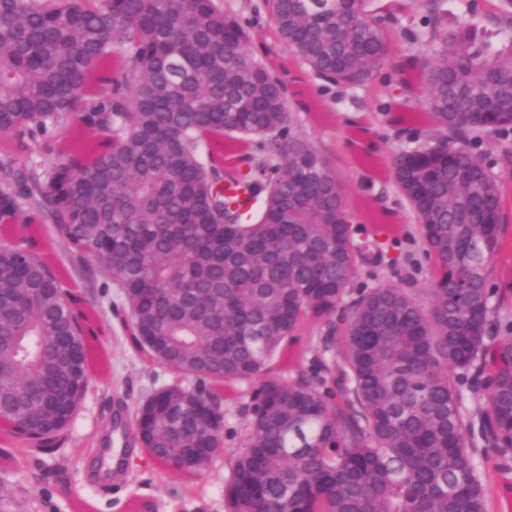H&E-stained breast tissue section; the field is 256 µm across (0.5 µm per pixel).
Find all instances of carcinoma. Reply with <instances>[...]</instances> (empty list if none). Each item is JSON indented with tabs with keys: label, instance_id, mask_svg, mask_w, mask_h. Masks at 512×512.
Segmentation results:
<instances>
[{
	"label": "carcinoma",
	"instance_id": "cac0c4a2",
	"mask_svg": "<svg viewBox=\"0 0 512 512\" xmlns=\"http://www.w3.org/2000/svg\"><path fill=\"white\" fill-rule=\"evenodd\" d=\"M369 2L272 0V21L317 78L361 87L389 48ZM444 5L408 0L426 11L424 47L394 74L426 111L387 112L428 126L393 161L435 260L425 309L391 283L343 305L368 258L336 171L294 131L283 82L224 0H0L5 434L57 450L105 333L57 245L105 272L102 295L119 291L110 310L135 351L197 380L138 407L150 461L206 471L224 450V387L257 383L225 512H492L484 484L512 472V320L489 287L506 185L475 145L512 133V40L448 29ZM229 190L262 198L259 218ZM309 321L326 353L343 331L349 384L324 358L268 374Z\"/></svg>",
	"mask_w": 512,
	"mask_h": 512
}]
</instances>
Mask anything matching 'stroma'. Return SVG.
Segmentation results:
<instances>
[{
  "label": "stroma",
  "mask_w": 512,
  "mask_h": 512,
  "mask_svg": "<svg viewBox=\"0 0 512 512\" xmlns=\"http://www.w3.org/2000/svg\"><path fill=\"white\" fill-rule=\"evenodd\" d=\"M448 23L476 22L494 44L512 36L489 19L484 0H447ZM379 15H395L390 54L374 72L369 85L344 88L316 79L275 35L268 0H224L226 11L252 33V51L271 64L284 83L294 126L323 156L332 161L345 189L358 241L382 243L381 263L361 266L356 286L392 283L429 303L432 262L426 255L418 224L398 192L392 158L415 144L414 131L387 123L385 108L396 98L393 66L402 55L417 52L424 43L423 10H394L390 0H372ZM361 123L352 132L349 120ZM503 246L495 256L489 283L501 298V316L512 319V211H507ZM323 332L310 325L308 335L288 346L285 356L273 357L271 375L285 379L309 370L319 354ZM124 328L113 326L93 348L96 364L80 406L60 437L58 449L19 462L0 461V512H75L88 499L91 512H129L131 506L148 512H224V479L242 446L248 417L244 412L253 387L236 383L224 397V450L210 468L190 477L169 467L146 463L139 445H130L133 462L112 478L99 477V449L119 413L133 414L155 390L171 383L168 368L142 359L126 341Z\"/></svg>",
  "instance_id": "stroma-1"
}]
</instances>
